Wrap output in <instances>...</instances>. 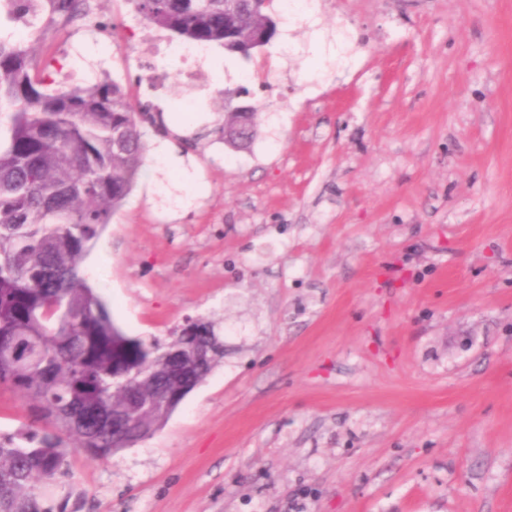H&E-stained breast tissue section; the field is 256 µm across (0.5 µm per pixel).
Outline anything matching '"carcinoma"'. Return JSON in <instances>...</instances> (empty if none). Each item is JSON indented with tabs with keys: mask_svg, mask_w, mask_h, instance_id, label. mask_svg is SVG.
<instances>
[{
	"mask_svg": "<svg viewBox=\"0 0 512 512\" xmlns=\"http://www.w3.org/2000/svg\"><path fill=\"white\" fill-rule=\"evenodd\" d=\"M0 0L9 22L33 30L29 44L0 37V385L30 403L33 420L0 433V512H66L49 503L69 486L72 456L106 459L159 430L179 403L178 382L160 371L183 331L162 343L125 334L88 283L83 263L144 173L148 126L115 79L60 87L58 62H40L35 44L57 20L88 17L89 0ZM149 28L248 59L245 45L277 31L274 0H131ZM245 149L256 123L239 130L230 112L214 129ZM184 363L202 382L224 358Z\"/></svg>",
	"mask_w": 512,
	"mask_h": 512,
	"instance_id": "obj_1",
	"label": "carcinoma"
}]
</instances>
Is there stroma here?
<instances>
[{
    "label": "stroma",
    "mask_w": 512,
    "mask_h": 512,
    "mask_svg": "<svg viewBox=\"0 0 512 512\" xmlns=\"http://www.w3.org/2000/svg\"><path fill=\"white\" fill-rule=\"evenodd\" d=\"M252 59L146 50L128 0L39 44L181 128L84 267L128 336L224 360L70 512H512V0H310ZM275 59L263 80L258 61ZM244 93L249 149L213 118ZM152 154L169 169L180 171L186 180H195L194 173H189L182 167V159L170 150L165 140H156L152 143Z\"/></svg>",
    "instance_id": "1"
}]
</instances>
